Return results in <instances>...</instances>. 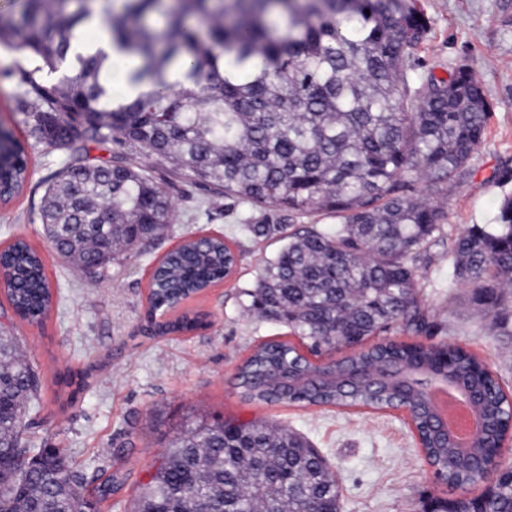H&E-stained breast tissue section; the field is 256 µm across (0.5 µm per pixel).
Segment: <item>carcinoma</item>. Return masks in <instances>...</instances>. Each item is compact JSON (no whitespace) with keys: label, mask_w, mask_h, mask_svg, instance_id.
I'll return each mask as SVG.
<instances>
[{"label":"carcinoma","mask_w":512,"mask_h":512,"mask_svg":"<svg viewBox=\"0 0 512 512\" xmlns=\"http://www.w3.org/2000/svg\"><path fill=\"white\" fill-rule=\"evenodd\" d=\"M428 28L417 0H11L0 44L32 64L19 68L17 110L33 145L132 147L170 163L187 181L260 209L319 224H242L251 241L277 239L246 309L288 326L319 356L345 340L358 350L328 361L329 377L287 389L280 376L314 370L286 342L255 347L235 388L250 402L307 406H407L435 476L462 491L451 512H512V481L477 497L478 463L500 452L512 400L481 360L450 343L364 341L403 319L419 326L409 259L440 234L448 213L404 185L434 194L470 174L491 112L472 69L446 79L414 72ZM112 48L136 62L132 95L105 79ZM57 75L47 86L38 74ZM0 200L23 189L27 151L10 142L0 158ZM49 248L99 272L140 255L173 223L167 189L141 162L72 161L48 179L41 209ZM465 287L494 302L512 288V191L491 224L453 242ZM237 255L222 237L193 238L168 254L149 295L150 312L176 307L232 273ZM7 300L37 321L51 294L39 252L23 240L0 251ZM205 316L184 312L155 335L191 331ZM459 373L487 421L477 447L454 440L427 391L443 365ZM93 368L68 375L73 406ZM40 403L38 374L0 332V512H101L126 484L117 467L92 477L68 468L65 450L24 435L25 409ZM339 512L325 459L297 433L263 421L186 430L146 483L136 512Z\"/></svg>","instance_id":"carcinoma-1"}]
</instances>
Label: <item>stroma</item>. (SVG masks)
Masks as SVG:
<instances>
[{
  "mask_svg": "<svg viewBox=\"0 0 512 512\" xmlns=\"http://www.w3.org/2000/svg\"><path fill=\"white\" fill-rule=\"evenodd\" d=\"M430 23L412 65L419 74L448 78L471 66L492 107L486 137L470 161L471 175L448 195L436 196L448 220L443 233L412 264L422 330L391 323L378 341L447 342L474 353L512 395V301L491 306L454 275L448 250L468 225L491 223L504 193L512 191V0H419ZM16 55L0 46V125L18 140L27 134L16 110ZM76 150L28 151V181L0 204V250L27 240L41 254L52 305L39 322L17 316L0 292V322L18 336L39 375L40 404L31 412L29 436L39 447L66 449L72 469L94 474L117 458L132 475L111 512H131L137 485L147 483L161 457L184 430L200 423L262 420L304 437L327 461L340 487V512H430L451 491L436 481L405 412L244 402L234 387L238 366L259 343L294 342L287 326L250 316L244 292L253 288L279 241L252 242L240 224H284L287 212L259 211L187 182L167 162L150 160L155 179L169 187L176 221L141 256L90 274L48 247L39 207L44 183ZM224 237L241 253L233 274L187 301L208 313V327L157 337L149 334L152 266L190 236ZM97 365L76 404L61 409L60 375Z\"/></svg>",
  "mask_w": 512,
  "mask_h": 512,
  "instance_id": "1",
  "label": "stroma"
}]
</instances>
